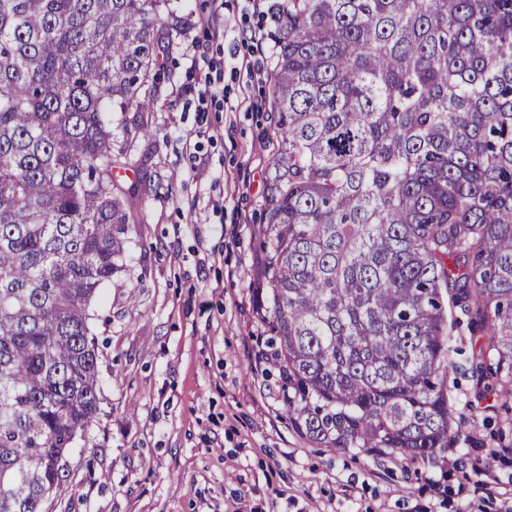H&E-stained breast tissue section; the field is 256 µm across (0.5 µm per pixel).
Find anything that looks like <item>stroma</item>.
<instances>
[{
    "instance_id": "35a3bbf8",
    "label": "stroma",
    "mask_w": 512,
    "mask_h": 512,
    "mask_svg": "<svg viewBox=\"0 0 512 512\" xmlns=\"http://www.w3.org/2000/svg\"><path fill=\"white\" fill-rule=\"evenodd\" d=\"M270 0H205L165 63L136 140L144 182L124 269L89 322L100 414L65 458L49 512H491L512 506V431L469 406L457 365V441L413 473L390 456L314 447L290 426L253 356L251 265L277 143L267 93ZM221 64L220 85L208 82ZM490 464L473 471L474 459Z\"/></svg>"
}]
</instances>
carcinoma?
<instances>
[{"instance_id":"cac0c4a2","label":"carcinoma","mask_w":512,"mask_h":512,"mask_svg":"<svg viewBox=\"0 0 512 512\" xmlns=\"http://www.w3.org/2000/svg\"><path fill=\"white\" fill-rule=\"evenodd\" d=\"M179 0H0V512H45L97 419L87 324L140 183ZM256 360L317 448L419 466L512 413V0H274Z\"/></svg>"}]
</instances>
